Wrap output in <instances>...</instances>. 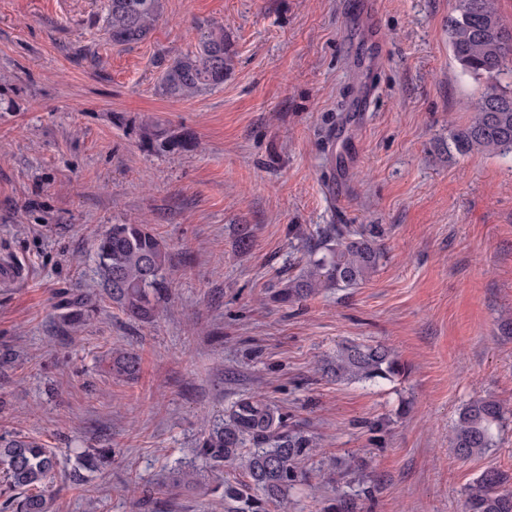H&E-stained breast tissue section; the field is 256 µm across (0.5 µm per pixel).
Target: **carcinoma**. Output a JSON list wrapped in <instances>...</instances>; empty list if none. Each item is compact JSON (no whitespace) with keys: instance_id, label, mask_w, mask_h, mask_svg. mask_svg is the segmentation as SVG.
Masks as SVG:
<instances>
[{"instance_id":"cac0c4a2","label":"carcinoma","mask_w":512,"mask_h":512,"mask_svg":"<svg viewBox=\"0 0 512 512\" xmlns=\"http://www.w3.org/2000/svg\"><path fill=\"white\" fill-rule=\"evenodd\" d=\"M160 0H108L105 28L114 45L145 41L160 15ZM457 15L448 21V51L461 74L485 84L476 115L451 134L456 152L512 154V85L499 76L512 60V28L505 26L494 0H457ZM224 28L210 26L197 34L195 48L173 59L159 77L161 92L184 99L224 85L228 69ZM142 138L152 148L188 150L192 138L146 125ZM98 275L112 305L129 317L150 321L168 289L171 253L166 241L148 224H114L96 242ZM381 247L365 225L327 224L306 248L299 275L289 278L281 299L303 300L328 288H356L377 271ZM92 300L72 293L59 303V318L70 325L89 315ZM109 370L118 379L132 380L141 370L140 357L122 353L111 357ZM405 367L381 344L348 343L322 367L323 375L340 382H377L402 376ZM508 410L493 397L466 403L450 433L461 459L486 453L494 446ZM314 447L312 437L287 423L271 402L242 395L200 442L197 454L214 470L238 473L224 487V512H253L258 500L284 499L302 481L300 464ZM57 464L56 453L34 437L0 435V474L6 492L0 512H53L56 491L48 480ZM507 476L496 468L483 470L465 489V512H512Z\"/></svg>"}]
</instances>
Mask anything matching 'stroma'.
<instances>
[{
  "instance_id": "obj_1",
  "label": "stroma",
  "mask_w": 512,
  "mask_h": 512,
  "mask_svg": "<svg viewBox=\"0 0 512 512\" xmlns=\"http://www.w3.org/2000/svg\"><path fill=\"white\" fill-rule=\"evenodd\" d=\"M104 2L0 0V258L25 272L0 279V434L58 450L54 512H224L225 477L195 450L244 394L319 442L304 481L262 512H464L482 470L512 477V423L476 459L448 443L470 400L512 409V155L448 153L482 92L448 51L456 0H375L379 42L347 0H162L131 46L106 41ZM213 23L231 52L223 86L163 95V68ZM362 82L379 90L372 110L338 116ZM151 121L193 147L148 148ZM114 224L151 225L169 246L152 321L98 284L95 242ZM325 224L378 225L377 272L280 301ZM67 289L97 312L63 332ZM345 341L388 346L405 375L322 376ZM119 350L141 357L137 379L107 373ZM102 448L73 485L77 452ZM179 468L197 486L153 498Z\"/></svg>"
}]
</instances>
